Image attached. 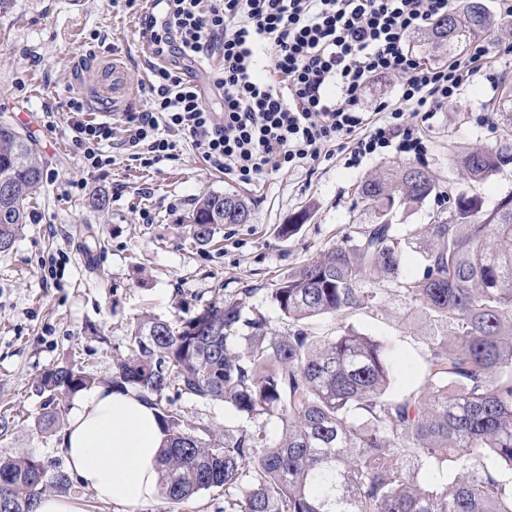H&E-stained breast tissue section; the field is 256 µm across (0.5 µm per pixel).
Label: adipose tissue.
<instances>
[{
    "mask_svg": "<svg viewBox=\"0 0 512 512\" xmlns=\"http://www.w3.org/2000/svg\"><path fill=\"white\" fill-rule=\"evenodd\" d=\"M164 441L154 409L137 391L99 387L71 410L59 451L88 495L136 512L157 493Z\"/></svg>",
    "mask_w": 512,
    "mask_h": 512,
    "instance_id": "ef3b65f1",
    "label": "adipose tissue"
}]
</instances>
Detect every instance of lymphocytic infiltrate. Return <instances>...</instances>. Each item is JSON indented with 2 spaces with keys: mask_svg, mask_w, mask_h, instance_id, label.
Wrapping results in <instances>:
<instances>
[{
  "mask_svg": "<svg viewBox=\"0 0 512 512\" xmlns=\"http://www.w3.org/2000/svg\"><path fill=\"white\" fill-rule=\"evenodd\" d=\"M169 20L152 30L161 54L217 56L211 79L220 108L206 104L176 68L152 73L148 111L119 122L85 121L70 99L72 140L88 173L112 163L119 140L149 166L169 157L172 134L190 137L202 158L238 183L321 157L345 166L387 148L425 150L419 124L433 118L489 54L483 42L448 64L427 65L407 48L426 23L448 15L451 0H171ZM395 78L396 100L365 104L369 82Z\"/></svg>",
  "mask_w": 512,
  "mask_h": 512,
  "instance_id": "obj_1",
  "label": "lymphocytic infiltrate"
}]
</instances>
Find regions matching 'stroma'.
Instances as JSON below:
<instances>
[{
    "label": "stroma",
    "instance_id": "35a3bbf8",
    "mask_svg": "<svg viewBox=\"0 0 512 512\" xmlns=\"http://www.w3.org/2000/svg\"><path fill=\"white\" fill-rule=\"evenodd\" d=\"M144 7L145 0H14L0 14V122L30 139L45 168L44 187L29 204L22 234L0 252V413L15 418L0 440V454L61 462L60 431H37L33 418L48 403L70 412L79 397L48 400L36 392V379L69 360L97 382L111 380L112 358L124 352L127 330L142 314L175 324L221 293L263 308L273 328L286 332L271 292L289 270L364 221L357 188L368 176L421 167L440 187L452 182L477 194L488 209L512 195V162L471 185L455 168L459 156L494 146L512 121L492 107L504 84H512V56L498 51L512 43V26L503 23L487 37L491 51L482 69L423 126V157L389 148L355 168L324 159L245 185L210 168L190 139L179 135L171 157L153 166L142 167L114 147L108 176L89 175L72 142L68 102L82 100L83 119L95 118L103 68L115 62L129 87L113 102L114 115L147 109L155 62L138 47ZM78 181L83 190L75 189ZM213 192L245 196L252 218L217 225L212 243L201 246L185 217L198 198ZM95 194L108 199L104 213L89 205ZM303 211L308 219L282 238V225ZM91 232L104 246L90 265L84 244ZM349 323L391 341L392 393L418 392L428 354L422 314L397 301L389 312H363ZM178 406L188 426L221 432L249 424L220 402L182 399ZM139 512H224V492L203 491L177 505L158 495Z\"/></svg>",
    "mask_w": 512,
    "mask_h": 512
}]
</instances>
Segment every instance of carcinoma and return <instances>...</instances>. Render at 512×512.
<instances>
[{
    "label": "carcinoma",
    "mask_w": 512,
    "mask_h": 512,
    "mask_svg": "<svg viewBox=\"0 0 512 512\" xmlns=\"http://www.w3.org/2000/svg\"><path fill=\"white\" fill-rule=\"evenodd\" d=\"M494 25L484 0H464L438 19L423 44L445 56ZM512 162V135L459 161L462 176L483 182ZM42 161L15 127L0 124V252L27 223L26 204L43 186ZM432 174L405 166L368 177L359 203L369 216L317 257L291 269L271 293L288 331H273L262 309L217 298L177 326L146 315L112 360L114 388L137 389L166 433L160 490L180 503L224 489V512H512V196L490 210L464 191L448 215L414 224L405 236L393 211L438 194ZM251 217L238 194L201 197L187 216L193 238L207 243L219 224ZM424 250L422 274L405 273L402 244ZM376 276L384 288H369ZM410 303L432 326L423 384L392 396L389 345L344 323L313 336L305 321L384 312ZM95 379L62 362L39 388L75 394ZM220 401L263 427L216 433L187 427L170 393ZM490 455L495 467L472 461ZM431 459L459 476L442 489L418 474ZM0 512H37L42 495L66 490L61 466L19 452L0 456Z\"/></svg>",
    "instance_id": "carcinoma-1"
}]
</instances>
